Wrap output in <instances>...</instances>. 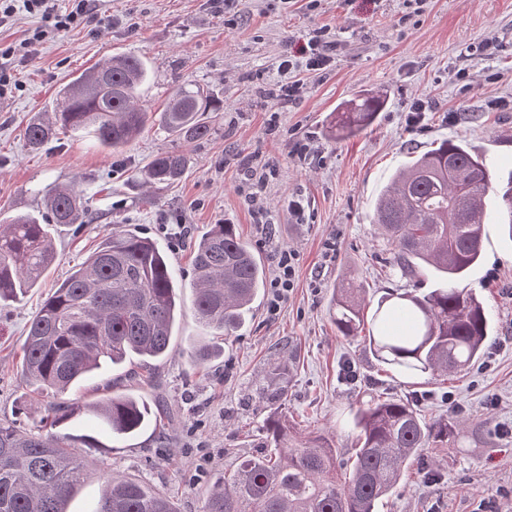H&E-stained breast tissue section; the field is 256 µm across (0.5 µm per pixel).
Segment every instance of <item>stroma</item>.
I'll return each mask as SVG.
<instances>
[{
	"mask_svg": "<svg viewBox=\"0 0 512 512\" xmlns=\"http://www.w3.org/2000/svg\"><path fill=\"white\" fill-rule=\"evenodd\" d=\"M106 9L111 25L45 41L35 59L15 67L18 90L0 100V210L40 214L47 189L74 182L92 215L87 224L55 226L57 258L38 288L0 303V419L18 415L38 429L40 398L15 411L26 327L113 225H133L166 248L183 284V313L152 380L138 377V361L106 364L76 391L83 402L96 387L161 399L168 441L159 447L150 429L116 440L98 417L81 414L69 431L93 435L101 447L69 512H88L105 473L149 483L177 512H204L210 484L261 446L270 409L260 390L271 383V364L282 362L293 434L302 442L324 438L341 458L354 451L356 410L382 391L416 400L426 420L452 412L475 429L478 440L464 452L422 449L436 477L409 469L379 512H512V240L496 220L485 226L480 264L461 281L480 295L495 331L469 371L448 381L385 376L362 337L342 336L329 317L346 278L363 284L373 304L434 285L392 270L391 248L373 222L375 198L398 168L453 139L489 162L492 191L512 176V0H237L224 13L212 0H108ZM319 29L336 43L330 66L304 72L306 88L295 100L272 96L283 52L305 47ZM116 53L147 61L140 102L148 111L163 108L175 80L210 85L223 103L211 135L188 143L149 126L118 152L77 134L29 150V121L53 110L60 87ZM363 93L381 97L377 120L355 136L332 135L337 112ZM417 100L429 110L412 123ZM299 142L310 144L309 155L296 153ZM170 150L188 157L182 179L145 192L138 172ZM248 165L265 171V180L247 179ZM292 199L302 200L303 219L289 209ZM254 200L270 212L269 233L252 218ZM223 221L235 225L266 272L274 270V249L294 251L295 286L275 316L261 297L224 341L223 355L196 369L189 352L204 330L193 310L192 246L207 225ZM167 224L185 225L182 245L164 233Z\"/></svg>",
	"mask_w": 512,
	"mask_h": 512,
	"instance_id": "stroma-1",
	"label": "stroma"
}]
</instances>
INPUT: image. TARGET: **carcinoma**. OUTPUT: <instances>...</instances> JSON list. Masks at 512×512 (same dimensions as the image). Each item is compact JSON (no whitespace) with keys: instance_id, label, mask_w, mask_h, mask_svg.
<instances>
[{"instance_id":"cac0c4a2","label":"carcinoma","mask_w":512,"mask_h":512,"mask_svg":"<svg viewBox=\"0 0 512 512\" xmlns=\"http://www.w3.org/2000/svg\"><path fill=\"white\" fill-rule=\"evenodd\" d=\"M149 80L146 63L134 55H114L84 70L57 93L52 112L28 123L24 139L38 150L67 133L95 138L114 151L129 145L149 124L185 140L210 132L207 113L217 110L214 94L198 83L179 82L161 112L139 105L137 93ZM383 103L364 94L347 104L335 135L350 137L370 126ZM187 158L177 151L152 157L141 171L144 183L170 185L181 179ZM491 182L485 159L454 140L398 169L374 204V223L394 250L390 265L404 278L432 273L438 286L385 297L366 311L363 285L340 284L330 308L337 332L365 333L381 371L455 376L479 362L492 331L483 303L458 282L480 262L483 225ZM47 216H6L0 212V301L15 300L36 285L55 261L48 226L86 224L90 213L74 185L56 187L44 197ZM501 224L512 238V185L501 195ZM193 309L216 339L239 329L265 287L263 266L233 224H211L194 242ZM179 286L166 250L136 228L112 225L91 251L44 299L21 346L20 376L28 391L47 399L42 430L21 420L0 419V512H67L73 493L94 465V436L61 433L81 411L93 412L116 438L159 430L162 414L139 395H110L98 402L51 401L86 381L104 363L119 365L135 356L158 359L168 351L180 306ZM214 341L190 352L192 365L221 356ZM270 376L280 386L262 399L282 408L286 373L276 365ZM354 453L337 451L318 438L294 444L285 415L266 428V454L238 460L233 471L214 482L204 512H375L380 499L398 485L405 471L433 444L466 448L472 431L453 413L422 418L411 400L378 397L359 408ZM102 497L91 512H176L167 495L148 484L105 475Z\"/></svg>"}]
</instances>
